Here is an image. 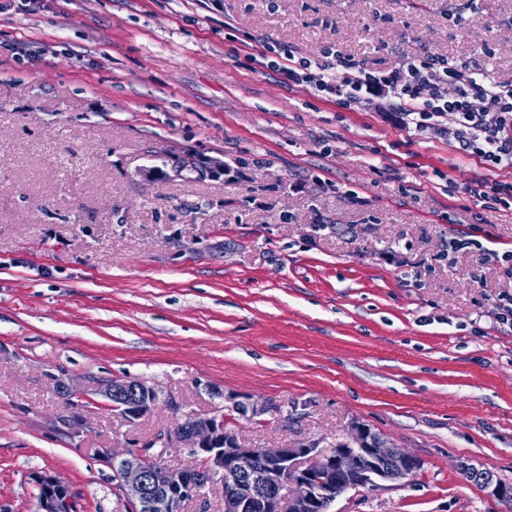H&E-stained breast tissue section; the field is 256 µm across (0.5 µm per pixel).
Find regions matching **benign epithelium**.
Returning a JSON list of instances; mask_svg holds the SVG:
<instances>
[{
    "label": "benign epithelium",
    "mask_w": 512,
    "mask_h": 512,
    "mask_svg": "<svg viewBox=\"0 0 512 512\" xmlns=\"http://www.w3.org/2000/svg\"><path fill=\"white\" fill-rule=\"evenodd\" d=\"M104 403L133 423L163 402L173 412L180 404L136 379H110L98 391ZM224 416H190L187 425L168 435L160 447L148 442L138 448L101 450L131 512H182L189 500L220 478L224 512H309L329 505L355 487L359 478L378 487L413 477L421 462L406 449L369 428L356 424L336 454H325L316 443L297 440L277 448H253L224 429ZM186 450L190 461L170 467L164 461L172 443ZM38 489L35 512H74L70 486L50 472L34 475Z\"/></svg>",
    "instance_id": "obj_1"
}]
</instances>
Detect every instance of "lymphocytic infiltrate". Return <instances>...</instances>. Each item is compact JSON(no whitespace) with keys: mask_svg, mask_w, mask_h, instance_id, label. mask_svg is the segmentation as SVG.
I'll use <instances>...</instances> for the list:
<instances>
[{"mask_svg":"<svg viewBox=\"0 0 512 512\" xmlns=\"http://www.w3.org/2000/svg\"><path fill=\"white\" fill-rule=\"evenodd\" d=\"M263 66L279 69L290 85L358 110L368 96L385 98L401 130L422 137H451L457 151L477 158L486 169L512 165V83L465 73L448 60H408L387 72L341 60L330 64L285 52L281 59L259 51ZM456 114L457 128L446 133L443 119Z\"/></svg>","mask_w":512,"mask_h":512,"instance_id":"obj_1","label":"lymphocytic infiltrate"}]
</instances>
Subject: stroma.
<instances>
[{
  "label": "stroma",
  "instance_id": "35a3bbf8",
  "mask_svg": "<svg viewBox=\"0 0 512 512\" xmlns=\"http://www.w3.org/2000/svg\"><path fill=\"white\" fill-rule=\"evenodd\" d=\"M263 44L512 82V0H0V512H34L42 471L125 512L99 449L179 417L125 422L97 394L118 377L200 416L266 403L235 419L257 448L361 423L420 460L329 512H512L460 470L512 483V206ZM190 154L240 176L176 175Z\"/></svg>",
  "mask_w": 512,
  "mask_h": 512
}]
</instances>
